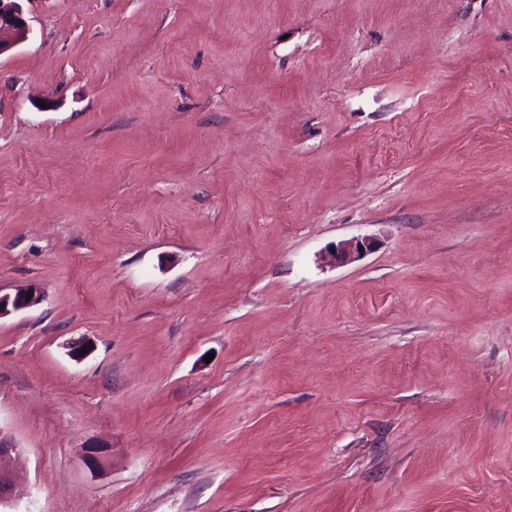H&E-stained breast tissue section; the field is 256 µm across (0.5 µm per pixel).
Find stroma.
<instances>
[{
	"instance_id": "obj_1",
	"label": "stroma",
	"mask_w": 512,
	"mask_h": 512,
	"mask_svg": "<svg viewBox=\"0 0 512 512\" xmlns=\"http://www.w3.org/2000/svg\"><path fill=\"white\" fill-rule=\"evenodd\" d=\"M23 8L11 512H512V0ZM371 241L369 238H356L353 240L345 241L336 246L335 252L330 256L336 263H346L350 261L355 254H359L363 249L370 247ZM33 291L32 288H24L19 290L13 296L0 294V318L12 311H18L35 306L41 301L40 296L33 291L30 300H27V294Z\"/></svg>"
}]
</instances>
